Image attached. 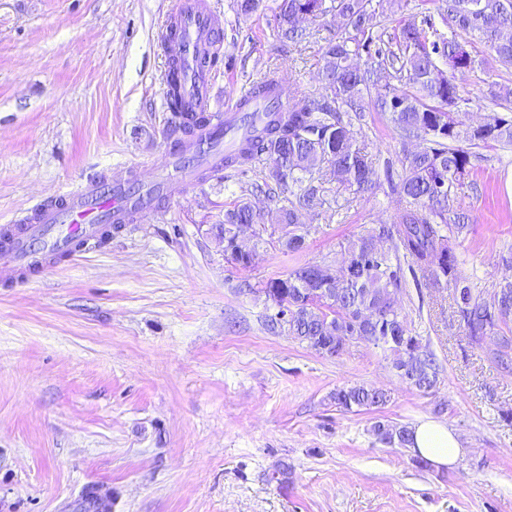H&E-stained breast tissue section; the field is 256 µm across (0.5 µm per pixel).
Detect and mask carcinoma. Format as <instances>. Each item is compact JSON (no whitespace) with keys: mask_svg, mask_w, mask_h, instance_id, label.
I'll list each match as a JSON object with an SVG mask.
<instances>
[{"mask_svg":"<svg viewBox=\"0 0 512 512\" xmlns=\"http://www.w3.org/2000/svg\"><path fill=\"white\" fill-rule=\"evenodd\" d=\"M433 3L446 34L431 16L418 22L414 14L388 31L381 17L408 9L410 0H276L277 34L293 42L305 36L300 22L326 26L328 16L336 14V34L321 48L318 93L298 86L284 108L275 76H265L243 104L240 146L224 157L226 168L265 164L270 221L288 225L277 245L298 252L307 229L291 197L311 207L322 184L332 180L355 195L373 191V159L357 148L354 121L367 112L390 115L402 140L401 173L393 190L406 206L397 220L339 243L340 265L302 264L268 281L263 292L285 316L270 318L271 326L331 357L353 337L371 336L373 345L393 355L398 375L422 394L437 388V365L390 304L405 286V263L417 268L426 285L452 289L471 343L480 347L486 337H495L490 359L512 369V282L499 286L493 302L484 301L470 286L453 246L470 231L466 213L454 202L478 159L474 149L512 146V88L491 83L500 111L468 123L459 112L460 87L439 67L456 59L470 67L478 44L484 61L512 66V0H420L419 6ZM169 107L184 133L201 123L196 113L185 111L176 91ZM253 223L251 205L240 200L212 225L213 236L224 240V260L235 267L246 269L253 261L233 252V227ZM383 237L392 242L387 252L375 244ZM333 399L350 411L381 407L389 396L351 386L337 389ZM372 435L385 446L411 443V430L404 426L377 422Z\"/></svg>","mask_w":512,"mask_h":512,"instance_id":"carcinoma-1","label":"carcinoma"}]
</instances>
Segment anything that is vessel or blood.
<instances>
[{
  "instance_id": "1",
  "label": "vessel or blood",
  "mask_w": 512,
  "mask_h": 512,
  "mask_svg": "<svg viewBox=\"0 0 512 512\" xmlns=\"http://www.w3.org/2000/svg\"><path fill=\"white\" fill-rule=\"evenodd\" d=\"M221 15L212 0H179L166 18L160 35L164 57H177L182 65V92L196 111L210 115V123L199 130L192 147L212 152L213 170H221V147L226 130L235 127V109L214 112L210 109L215 77L202 67L200 59L209 53H223L213 32ZM200 177L185 163L179 149H170L155 183L165 198L179 196ZM155 202L149 193H133L127 182L105 179L87 181L62 194L56 205L36 206L28 223L15 230L10 244L0 250V279H12L47 268L49 259L60 251L78 252L82 242L96 237L103 225L146 223Z\"/></svg>"
}]
</instances>
